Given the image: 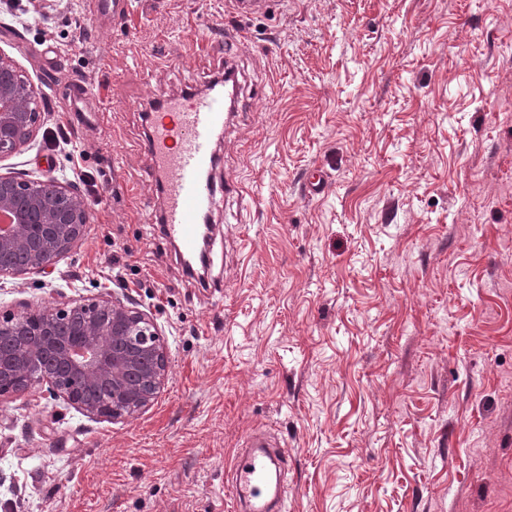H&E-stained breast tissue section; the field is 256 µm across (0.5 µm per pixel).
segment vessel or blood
<instances>
[{"mask_svg":"<svg viewBox=\"0 0 512 512\" xmlns=\"http://www.w3.org/2000/svg\"><path fill=\"white\" fill-rule=\"evenodd\" d=\"M133 0H91L97 19H120ZM237 88L210 85L201 94L165 101L155 113L145 149L151 160L150 182L163 200V232L176 243L183 263L195 262L201 244V220L216 204L215 136L238 115ZM287 449H274L269 432L256 430L234 458L227 491L246 512H284L288 486L281 472Z\"/></svg>","mask_w":512,"mask_h":512,"instance_id":"1","label":"vessel or blood"}]
</instances>
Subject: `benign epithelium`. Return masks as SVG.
<instances>
[{
	"instance_id": "7a95c632",
	"label": "benign epithelium",
	"mask_w": 512,
	"mask_h": 512,
	"mask_svg": "<svg viewBox=\"0 0 512 512\" xmlns=\"http://www.w3.org/2000/svg\"><path fill=\"white\" fill-rule=\"evenodd\" d=\"M46 96L0 53V159L21 150L45 119ZM16 220L0 230L4 280L45 274L70 253L89 223L90 203L68 178L0 174V212ZM37 326L0 318V397L40 386L83 416L118 421L148 410L168 375V346L157 324L134 303L110 292L88 302L41 309Z\"/></svg>"
}]
</instances>
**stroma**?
Listing matches in <instances>:
<instances>
[{
  "mask_svg": "<svg viewBox=\"0 0 512 512\" xmlns=\"http://www.w3.org/2000/svg\"><path fill=\"white\" fill-rule=\"evenodd\" d=\"M229 50L241 115L214 176L251 195L211 211L202 288L142 221L141 115L203 90ZM0 53L49 105L0 173L77 165L95 198L52 273L0 288V316L107 289L169 351L154 405L121 422L40 388L0 400V505L229 512L263 429L290 452L287 512H512V0H280L244 20L135 0L113 26L88 0H0ZM315 166L331 189L311 198Z\"/></svg>",
  "mask_w": 512,
  "mask_h": 512,
  "instance_id": "stroma-1",
  "label": "stroma"
}]
</instances>
